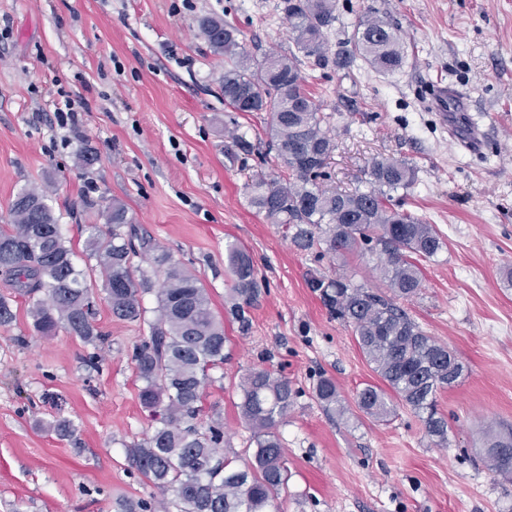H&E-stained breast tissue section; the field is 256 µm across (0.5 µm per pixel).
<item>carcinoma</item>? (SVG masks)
<instances>
[{
    "label": "carcinoma",
    "instance_id": "cac0c4a2",
    "mask_svg": "<svg viewBox=\"0 0 512 512\" xmlns=\"http://www.w3.org/2000/svg\"><path fill=\"white\" fill-rule=\"evenodd\" d=\"M296 51L271 54L251 63L234 26L221 19L198 21L200 36L224 56V102L236 112H268L272 147L288 175L260 177L247 185L249 203L271 224L293 230V242L319 257L339 260L368 254L388 286L381 294L341 277L313 276L308 285L319 293L329 313L352 333L382 385H368L357 407L379 420L393 416L397 405L410 408L426 435L438 445L448 442V420L437 409L436 394L454 386L463 365L447 346L425 334L398 301L417 295L422 260L445 246L435 227L395 204V194L416 180V165L406 159H374L370 189L338 192L322 187L334 149L331 116L321 111L306 85L301 67L328 64L326 32L336 22V0H283ZM361 58L389 75L403 64L396 28L383 19L363 21L353 36L352 58ZM105 223L88 226L86 249L105 277L111 313L138 321L145 310L140 294L157 290L150 338L136 352L143 382L140 400L157 423L153 432L129 449L137 470L163 493L173 492L182 512H272L288 486V467L280 439L293 393L288 382L265 368H252L240 382V417L253 433L250 462L243 468L219 455L223 433L217 426L193 424L202 412L209 371L224 363V327L216 320L200 279L152 239L139 235L120 201L105 207ZM232 275L230 298L241 321L256 298L255 267L246 249L227 246ZM148 261L163 274L155 284L133 258ZM0 274L30 300L36 331L51 335L60 328L84 341L101 338L93 324L91 288L74 254L65 244L46 195L36 188L19 192L9 220L0 224ZM315 397L326 410L341 405L336 382L322 377ZM512 428L493 429L485 438L484 461L504 476L512 475Z\"/></svg>",
    "mask_w": 512,
    "mask_h": 512
}]
</instances>
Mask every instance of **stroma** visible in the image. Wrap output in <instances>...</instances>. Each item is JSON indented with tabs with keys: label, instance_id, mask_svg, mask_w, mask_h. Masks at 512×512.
<instances>
[{
	"label": "stroma",
	"instance_id": "stroma-1",
	"mask_svg": "<svg viewBox=\"0 0 512 512\" xmlns=\"http://www.w3.org/2000/svg\"><path fill=\"white\" fill-rule=\"evenodd\" d=\"M336 13L331 53L350 49L371 16L397 27L405 52L391 75L360 59L304 75L331 116L326 187L366 188L376 158L418 167L400 200L445 246L423 262V287L403 307L464 366L460 383L437 393L447 446L433 444L409 408L386 422L358 409L357 393L379 378L307 286L312 271L385 291L375 259L300 250L248 203L247 183L283 166L267 113L225 105L224 59L197 25L204 16L233 24L254 62L285 54L295 44L281 0H0V224L20 191L48 187L102 334L87 343L62 328L37 333L28 297L0 275L14 313L0 326V512L182 510L128 455L151 432L134 354L158 302L143 294L141 322L110 312L85 242L87 225L105 222L101 202L115 199L200 278L224 326V363L210 372L199 418L220 426L221 453L241 466L253 452L237 409L247 369L291 387L279 512H512V476L482 455L488 429L512 426V0H337ZM450 85L485 132L480 151L452 140L447 113L431 105ZM61 89L87 105L65 129L52 106ZM85 149L97 156L89 168L77 161ZM233 241L250 253L259 288L246 328L228 300ZM323 376L344 412L316 401ZM59 417L72 422L70 437L53 430Z\"/></svg>",
	"mask_w": 512,
	"mask_h": 512
}]
</instances>
